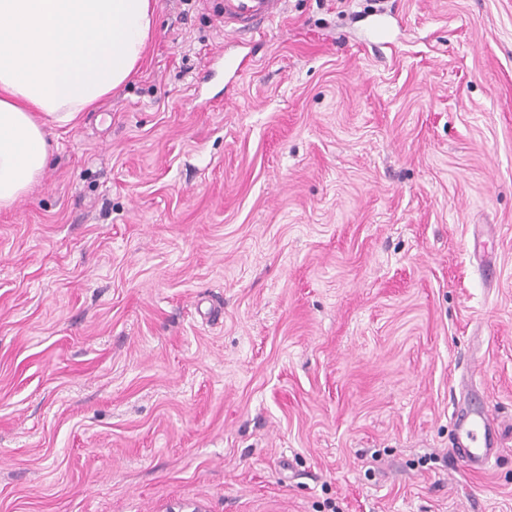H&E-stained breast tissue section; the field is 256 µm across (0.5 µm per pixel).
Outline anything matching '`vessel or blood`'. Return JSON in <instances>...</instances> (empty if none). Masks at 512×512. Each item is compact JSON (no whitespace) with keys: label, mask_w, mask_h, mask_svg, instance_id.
<instances>
[{"label":"vessel or blood","mask_w":512,"mask_h":512,"mask_svg":"<svg viewBox=\"0 0 512 512\" xmlns=\"http://www.w3.org/2000/svg\"><path fill=\"white\" fill-rule=\"evenodd\" d=\"M285 0H224V26L231 31L262 34L284 12ZM455 448L469 471L482 472L495 446L494 417L469 407L454 411Z\"/></svg>","instance_id":"vessel-or-blood-1"}]
</instances>
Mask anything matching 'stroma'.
<instances>
[{"label": "stroma", "mask_w": 512, "mask_h": 512, "mask_svg": "<svg viewBox=\"0 0 512 512\" xmlns=\"http://www.w3.org/2000/svg\"><path fill=\"white\" fill-rule=\"evenodd\" d=\"M215 2L0 211V512H512V0ZM285 0H224V29L262 34L284 13ZM494 417L489 411L469 406L453 413L455 448L469 471L486 469L495 446Z\"/></svg>", "instance_id": "35a3bbf8"}]
</instances>
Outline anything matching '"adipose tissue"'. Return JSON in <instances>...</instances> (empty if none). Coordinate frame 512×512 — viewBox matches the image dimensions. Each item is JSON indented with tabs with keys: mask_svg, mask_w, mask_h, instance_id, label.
Returning <instances> with one entry per match:
<instances>
[{
	"mask_svg": "<svg viewBox=\"0 0 512 512\" xmlns=\"http://www.w3.org/2000/svg\"><path fill=\"white\" fill-rule=\"evenodd\" d=\"M154 0H0V209L43 174L51 131L136 72Z\"/></svg>",
	"mask_w": 512,
	"mask_h": 512,
	"instance_id": "ef3b65f1",
	"label": "adipose tissue"
}]
</instances>
